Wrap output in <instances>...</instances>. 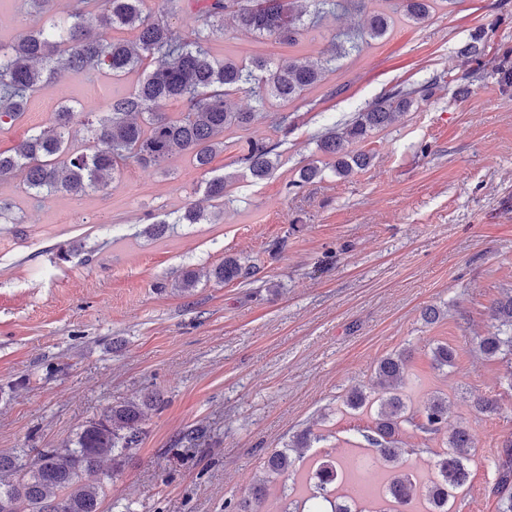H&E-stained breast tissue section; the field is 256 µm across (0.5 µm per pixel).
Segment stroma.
<instances>
[{"label":"stroma","mask_w":512,"mask_h":512,"mask_svg":"<svg viewBox=\"0 0 512 512\" xmlns=\"http://www.w3.org/2000/svg\"><path fill=\"white\" fill-rule=\"evenodd\" d=\"M365 11L325 14L289 48L225 22L215 57L305 60L337 34L354 33ZM495 23L493 52H512V0H457L421 24L398 22L326 82L288 106L287 130L264 120L225 134L207 169L186 157L166 167L124 166L104 191L37 200L18 180L0 181L17 224H0V454L60 448L107 407L145 393L143 441L121 469L105 461L101 512H228L264 475L272 451L311 429L298 474L270 480L261 512H284L309 495L307 472L330 453L349 463L345 481L386 484L359 434L368 413L342 404L368 384L379 360L409 349L404 388L412 408L433 392L448 398L450 424L473 439L469 480L454 512H498L491 489L497 449L512 434V390L503 368L473 339L492 328L491 308L512 289V87L473 74L457 54L475 27ZM93 78L67 72L44 85L22 123L0 130V151L48 126L61 104L101 111ZM429 94L364 143L370 164L351 176L324 166L300 187V167L319 159L316 136L344 125L396 88ZM247 139L276 144L280 164L255 181L240 160ZM227 183L224 199L207 181ZM206 221L180 224L187 204ZM166 221L157 237L150 227ZM73 250L62 259L61 250ZM256 266L254 277L220 283L224 258ZM198 272L191 292L178 290ZM442 309L428 324L422 311ZM456 347L453 367L433 368L430 349ZM495 397L499 414L473 400ZM205 427L196 444L184 432ZM404 468L432 477L445 435L403 428Z\"/></svg>","instance_id":"1"}]
</instances>
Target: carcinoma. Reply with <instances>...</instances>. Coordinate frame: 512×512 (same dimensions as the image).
I'll return each mask as SVG.
<instances>
[{
	"mask_svg": "<svg viewBox=\"0 0 512 512\" xmlns=\"http://www.w3.org/2000/svg\"><path fill=\"white\" fill-rule=\"evenodd\" d=\"M356 7L366 0H202L189 11L192 24L181 33L146 10L147 0H78V6L64 17H55L53 0H27L31 13L47 15V21L33 25L8 45L0 44V128L12 126L25 112L27 103L50 81H61L68 70L103 72L119 79L138 69L143 78L129 93L107 100L104 111L92 115L62 105L54 113L49 128L34 132L10 153L0 152V180L20 179L30 195L46 197L55 193L82 196L90 190L110 187L122 165L132 162L160 167L177 157L188 156L203 169L224 150V131L244 129L257 119L272 118L278 128L288 127V115L271 117L268 98L290 104L319 86L337 61L386 36L399 19L422 23L435 9L436 0H374L365 28L353 38L330 44L326 56L302 64L254 56L247 61L226 57L216 59L210 43L224 35V16L230 15L236 27L261 38L290 46L299 45L309 27L321 14L334 11L344 2ZM96 15V29L87 26L88 16ZM117 29H130L136 41L128 44L111 36ZM492 27L472 31L458 55L477 69L492 66L499 82L512 87V65L490 56ZM241 91L255 96L249 111L234 110L230 100ZM161 101L182 104L172 115L155 111ZM416 102V91L396 89L372 102L342 127H329L317 136V149L334 158L337 175L349 176L368 165L364 151L350 153L346 147L361 142L386 128L394 117L409 112ZM80 123L87 133V146L72 145L69 130ZM278 145L247 140L241 146V160L251 175L263 180L279 165ZM251 266L229 257L213 271L215 279L230 283L246 279ZM495 331L475 337L477 349L486 358L506 364L504 380L512 388V291L495 304L491 314ZM435 369L451 367L456 350L438 343L430 350ZM408 355L402 351L381 359L375 369L372 391L354 387L344 404L351 411L376 408L373 425L361 432L375 459L388 467L387 493L403 507L423 498L427 512H451L457 495L467 483V448L471 433L464 424L448 435L446 451L433 462L434 477L420 487L403 468L404 449L397 436L408 424L428 435L448 430V398L430 396L414 410L403 396ZM153 397L143 395L107 408L96 419L84 424L66 448H38V466L25 461L29 448L0 455V512H100L102 485L82 482V475L97 471L100 460L112 455L117 466L128 452L142 442L143 409ZM312 433L306 429L288 447L268 457L271 476H283L295 468L290 448H305ZM341 464L322 458L313 473L316 491L294 501L285 512H359L357 489L339 494ZM498 512H512V434L498 450V477L494 488ZM265 495L262 483L252 487V501L237 503L230 512H259Z\"/></svg>",
	"mask_w": 512,
	"mask_h": 512,
	"instance_id": "cac0c4a2",
	"label": "carcinoma"
}]
</instances>
